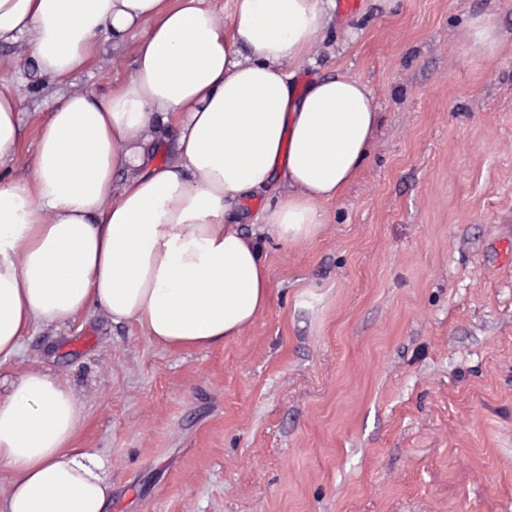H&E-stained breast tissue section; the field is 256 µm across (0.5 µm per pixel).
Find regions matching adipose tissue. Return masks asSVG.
<instances>
[{"label":"adipose tissue","mask_w":512,"mask_h":512,"mask_svg":"<svg viewBox=\"0 0 512 512\" xmlns=\"http://www.w3.org/2000/svg\"><path fill=\"white\" fill-rule=\"evenodd\" d=\"M334 0H0V360L85 315L171 350L240 336L264 312L265 240L302 245L369 155L379 115L360 79L296 70ZM128 78L72 90L100 41ZM51 95L30 112V70ZM34 159L13 162L28 133ZM266 196L258 212L246 201ZM68 381L34 368L0 391V512H109Z\"/></svg>","instance_id":"obj_1"}]
</instances>
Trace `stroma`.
<instances>
[{
  "label": "stroma",
  "instance_id": "1",
  "mask_svg": "<svg viewBox=\"0 0 512 512\" xmlns=\"http://www.w3.org/2000/svg\"><path fill=\"white\" fill-rule=\"evenodd\" d=\"M327 42L298 83L349 70L380 123L323 232L269 241L254 325L87 316L0 364L69 380L111 512H512V0H361ZM496 22L492 14H484L471 23V47L479 53H492L497 46Z\"/></svg>",
  "mask_w": 512,
  "mask_h": 512
}]
</instances>
